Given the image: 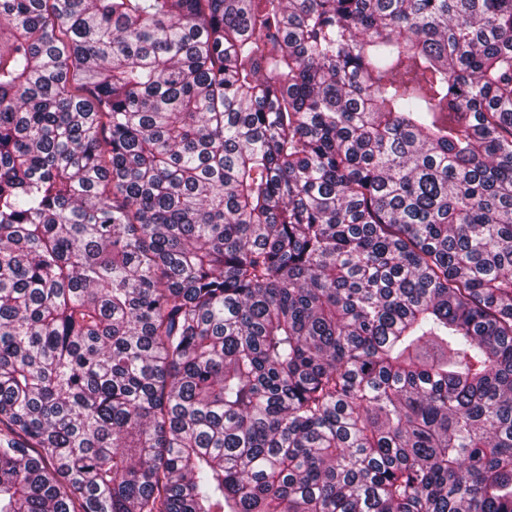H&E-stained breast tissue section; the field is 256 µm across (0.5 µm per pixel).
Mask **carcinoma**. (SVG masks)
<instances>
[{"mask_svg": "<svg viewBox=\"0 0 512 512\" xmlns=\"http://www.w3.org/2000/svg\"><path fill=\"white\" fill-rule=\"evenodd\" d=\"M0 512H512V0H0Z\"/></svg>", "mask_w": 512, "mask_h": 512, "instance_id": "carcinoma-1", "label": "carcinoma"}]
</instances>
